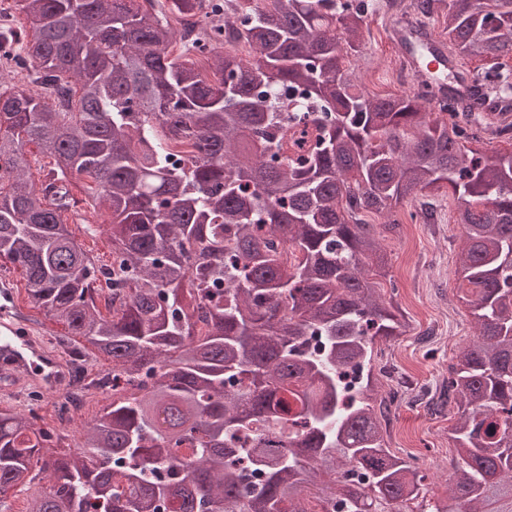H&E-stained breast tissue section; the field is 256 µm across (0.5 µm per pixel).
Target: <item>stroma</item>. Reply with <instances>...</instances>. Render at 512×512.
<instances>
[{
	"instance_id": "35a3bbf8",
	"label": "stroma",
	"mask_w": 512,
	"mask_h": 512,
	"mask_svg": "<svg viewBox=\"0 0 512 512\" xmlns=\"http://www.w3.org/2000/svg\"><path fill=\"white\" fill-rule=\"evenodd\" d=\"M382 18L379 12L369 15L364 54L351 57L350 65L368 91L387 95L398 88L389 70L395 48L384 34ZM455 209L453 196L444 189L425 204L408 199L398 212L401 234L386 233L381 238L391 258L389 275L398 287L404 324L402 335L375 345L376 362L384 370L382 389L398 393L387 442L428 474L426 491L431 496L444 493L456 465L451 425L457 407L452 404L433 413L426 403L447 378L454 352L476 338L470 308L456 285L455 253L461 240L459 230L452 227ZM59 217L96 264L110 263L112 252L104 230L91 234L86 229L87 223L99 220L94 209H87L83 224L74 223L68 211ZM2 269L13 276L21 314L39 324L50 342L62 339L64 327L52 323L29 298L23 270L0 259Z\"/></svg>"
}]
</instances>
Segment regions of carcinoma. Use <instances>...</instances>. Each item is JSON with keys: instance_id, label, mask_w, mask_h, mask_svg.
Returning <instances> with one entry per match:
<instances>
[{"instance_id": "cac0c4a2", "label": "carcinoma", "mask_w": 512, "mask_h": 512, "mask_svg": "<svg viewBox=\"0 0 512 512\" xmlns=\"http://www.w3.org/2000/svg\"><path fill=\"white\" fill-rule=\"evenodd\" d=\"M4 27L31 88L0 91V258L25 271L49 319L112 362V403L73 449L34 414L0 408V501L50 489L28 512H512V152L471 150L482 102L371 95L367 0H17ZM420 0L457 56L512 59V0ZM196 33L175 56L168 15ZM244 43L248 58L225 50ZM512 91V74L485 72ZM310 147L282 116L285 92ZM179 141L193 151L175 157ZM33 143L51 160L27 177ZM95 183L112 264L59 220L71 179ZM8 187H3V184ZM448 188L458 288L479 341L448 367L457 465L444 498L387 446L374 374L338 377L397 335L375 277L389 259L363 211L387 217ZM110 292L112 318L97 296ZM184 447L188 457L172 454ZM40 475L32 484L22 491L10 492L6 498L7 511H22L28 509V505L33 496L38 495L48 488L45 479Z\"/></svg>"}]
</instances>
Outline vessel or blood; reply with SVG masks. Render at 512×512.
Masks as SVG:
<instances>
[{
	"label": "vessel or blood",
	"instance_id": "obj_1",
	"mask_svg": "<svg viewBox=\"0 0 512 512\" xmlns=\"http://www.w3.org/2000/svg\"><path fill=\"white\" fill-rule=\"evenodd\" d=\"M393 42L405 66L418 83L429 85L436 96L448 90V78H468L469 69L437 37L409 17L388 22ZM0 399L23 397L28 391L54 390L64 381V359L38 327L16 308L9 276L0 273Z\"/></svg>",
	"mask_w": 512,
	"mask_h": 512
}]
</instances>
